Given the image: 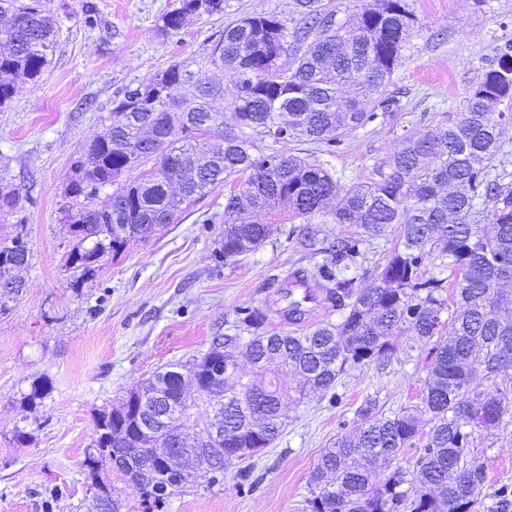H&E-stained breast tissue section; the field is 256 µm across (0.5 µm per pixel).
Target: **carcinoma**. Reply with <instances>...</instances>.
Segmentation results:
<instances>
[{"label": "carcinoma", "instance_id": "obj_1", "mask_svg": "<svg viewBox=\"0 0 512 512\" xmlns=\"http://www.w3.org/2000/svg\"><path fill=\"white\" fill-rule=\"evenodd\" d=\"M181 0L163 14L158 30L179 33L195 15H224L225 0ZM0 106L20 80H42L56 43L57 20L46 0H0ZM416 23L407 0H371L341 15L335 0H293L288 14L225 15L209 66L234 87L214 81L195 61L181 60L129 86L104 132L84 149L66 189L71 199L62 223L76 240L67 265L83 282L103 257L132 242H147L181 212L221 184L224 197L221 252L232 262L255 251L272 225L247 219L279 207L291 218L328 216L359 232L329 239L305 225L293 230L300 244L325 260L289 272L277 285L278 313L293 325L306 322L311 304L338 313L304 333L271 334L267 313L246 308L235 327L248 336L214 337L189 371L196 391L222 416L223 434L189 423L184 373L172 365L137 389L161 396L144 405L99 412L92 451L83 460L87 490L100 512H120L116 488L102 476L108 464L138 486L146 512L195 482V460L208 466L243 461L273 445L288 424L285 390L268 366L277 363L298 381L296 392H329L361 366L389 362L406 330L430 341L455 307L451 338L438 348L421 401L432 426L413 473L399 463L418 435L417 418L401 410L376 412L366 398L361 427L324 449L310 476L304 512H507L512 490L487 489V466L475 452L474 432L512 424V181L498 171L502 125L512 121V41L494 49L481 81L454 120L423 131L407 130L399 147L376 165L372 177L348 187L324 165L285 149L261 148L269 138L286 145L303 138L332 153L346 135L387 109L372 97L402 65L405 37ZM167 76L163 95L155 79ZM507 104V110L498 109ZM234 124L224 126V113ZM118 186L106 193L111 186ZM30 200L23 189L0 186V217L19 213ZM491 231L485 230V224ZM397 230L386 263L368 279L367 245ZM0 245V300L24 288L15 271L29 249ZM438 272L429 276L425 261ZM245 354L257 370L242 381L211 373L220 354ZM501 379L495 392L482 381ZM387 471L380 484L374 468Z\"/></svg>", "mask_w": 512, "mask_h": 512}]
</instances>
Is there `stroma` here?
<instances>
[{"label":"stroma","instance_id":"obj_1","mask_svg":"<svg viewBox=\"0 0 512 512\" xmlns=\"http://www.w3.org/2000/svg\"><path fill=\"white\" fill-rule=\"evenodd\" d=\"M179 0H48L59 31L43 79L19 84L0 107V176L28 191L25 238L32 255L23 291L0 306V512H97L81 462L94 418L119 405L140 380L172 363L189 364L214 337L231 333L239 309L268 311L270 332L292 331L277 312L275 284L289 270L319 263L292 234L300 219L265 214L269 240L235 262L218 253L224 187L186 209L149 243L105 256L93 279L75 286L67 257L75 240L62 217L65 188L86 145L100 135L126 86L182 59L206 57L224 28L220 15L194 18L177 34L159 33ZM416 24L385 95L388 111L323 154L292 142L352 186L368 181L404 130L456 117L482 76L485 58L512 39V0H409ZM94 7L97 22L86 26ZM432 343L401 337L387 366L340 379L337 399L315 395L288 406V427L250 460L252 490L240 464L222 482L198 480L164 512H303L309 477L323 448L360 423L373 398L383 414L421 403ZM51 390L36 405L38 379ZM491 488L512 485V426L476 434Z\"/></svg>","mask_w":512,"mask_h":512}]
</instances>
